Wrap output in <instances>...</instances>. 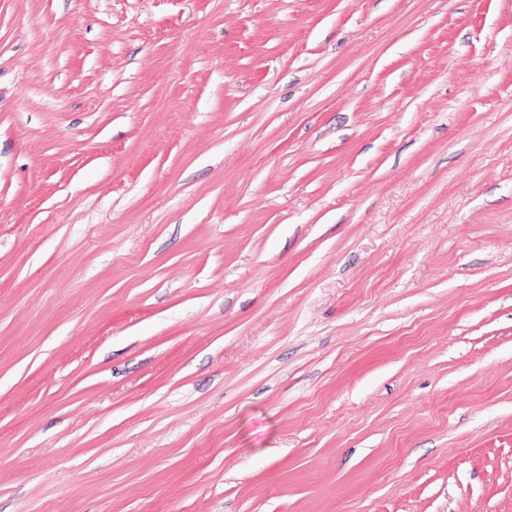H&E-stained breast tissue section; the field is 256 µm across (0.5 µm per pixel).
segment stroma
Segmentation results:
<instances>
[{"label":"stroma","mask_w":512,"mask_h":512,"mask_svg":"<svg viewBox=\"0 0 512 512\" xmlns=\"http://www.w3.org/2000/svg\"><path fill=\"white\" fill-rule=\"evenodd\" d=\"M0 512H512V0H0Z\"/></svg>","instance_id":"35a3bbf8"}]
</instances>
